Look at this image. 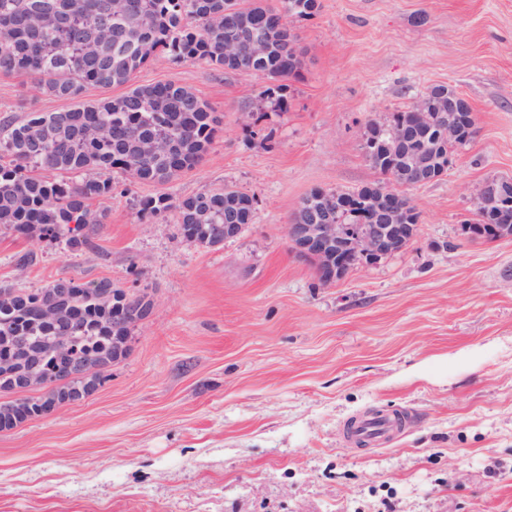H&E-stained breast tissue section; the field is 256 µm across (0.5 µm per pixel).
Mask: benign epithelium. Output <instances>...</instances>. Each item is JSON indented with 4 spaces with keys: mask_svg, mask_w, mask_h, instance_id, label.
I'll use <instances>...</instances> for the list:
<instances>
[{
    "mask_svg": "<svg viewBox=\"0 0 512 512\" xmlns=\"http://www.w3.org/2000/svg\"><path fill=\"white\" fill-rule=\"evenodd\" d=\"M461 94L448 91L430 99L420 98L407 114L400 132L384 145L387 156L402 162L399 169L389 170V186H365V212L358 224H340L333 211L349 208L323 194L319 208L308 209L286 225L291 249L314 263L318 278L327 285L339 280L361 259H378L404 250L416 235L417 225L405 223L407 205L398 187L425 184L439 178L436 157L447 142L462 134L463 122L475 121L474 112ZM512 180L489 178L475 189L477 202L499 203L491 236L512 237ZM237 206L224 214V240L241 234L245 225L236 223Z\"/></svg>",
    "mask_w": 512,
    "mask_h": 512,
    "instance_id": "1",
    "label": "benign epithelium"
}]
</instances>
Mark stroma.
<instances>
[{
    "instance_id": "1",
    "label": "stroma",
    "mask_w": 512,
    "mask_h": 512,
    "mask_svg": "<svg viewBox=\"0 0 512 512\" xmlns=\"http://www.w3.org/2000/svg\"><path fill=\"white\" fill-rule=\"evenodd\" d=\"M321 4L292 24L306 67L288 111H247L264 84L250 72L165 56L137 72L193 89L222 123L168 183L113 175L94 250L0 226V286L106 278L155 304L93 394L0 431V512H512V239L460 230L475 186L512 178V0ZM440 84L476 133L406 188L415 238L321 284L285 235L298 202L378 183L367 125ZM66 106L0 74V116ZM226 184L254 220L223 246L186 242L175 211L136 214L141 197ZM375 410L410 423L356 447L346 424Z\"/></svg>"
}]
</instances>
